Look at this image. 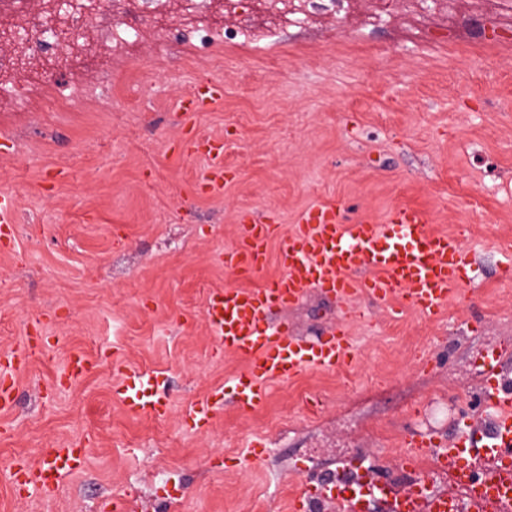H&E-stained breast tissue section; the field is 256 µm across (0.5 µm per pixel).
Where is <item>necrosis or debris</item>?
I'll list each match as a JSON object with an SVG mask.
<instances>
[{
  "instance_id": "1",
  "label": "necrosis or debris",
  "mask_w": 512,
  "mask_h": 512,
  "mask_svg": "<svg viewBox=\"0 0 512 512\" xmlns=\"http://www.w3.org/2000/svg\"><path fill=\"white\" fill-rule=\"evenodd\" d=\"M40 2L35 10L30 0H0V46H10L0 49V88L15 112L61 103L76 110L96 95L97 71L83 63L86 46L69 36L77 26L91 30L108 62L144 43L258 46L274 38L276 22L317 23L325 11L351 27L388 23L405 13L424 36L436 23L459 27L467 22L460 0H441L434 7L428 0H326L320 12L315 0H189L178 23L166 19L164 0H81L82 10L65 21L54 17L55 0ZM222 12L237 15V24L220 25Z\"/></svg>"
}]
</instances>
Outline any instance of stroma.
Listing matches in <instances>:
<instances>
[{
    "label": "stroma",
    "instance_id": "1",
    "mask_svg": "<svg viewBox=\"0 0 512 512\" xmlns=\"http://www.w3.org/2000/svg\"><path fill=\"white\" fill-rule=\"evenodd\" d=\"M209 62L178 45L139 48L83 111L0 114V193L17 205L0 233V352L41 328L51 347L18 376L17 405L0 413V512H289L303 470L339 460L381 464L396 490L413 432L454 438L479 420L478 359L502 352L512 375V29H448L422 40L408 17L349 31L336 22L280 26L253 47L219 46ZM221 104L186 117L201 82ZM220 140L231 170L221 194L203 188L210 159L186 137ZM351 220L414 209L434 230L477 250L480 285L433 317L360 297L344 320L335 299L308 292L288 310L312 338L347 330L345 371L306 372L268 386L265 406L216 405L211 424L183 422L192 402L231 391L244 359L219 349L204 317L209 291L256 288L280 272L277 244L257 273L224 264L248 214L280 231L309 207ZM76 351L94 372L57 389ZM161 372L162 418L128 416L112 396L115 356ZM82 439L84 468L56 493L17 497L11 466L46 461ZM263 443L261 461L250 457ZM164 468L176 498L149 477ZM223 96L224 87L222 85L210 82L199 84L188 97L181 101L179 110L190 117L205 105L222 100Z\"/></svg>",
    "mask_w": 512,
    "mask_h": 512
}]
</instances>
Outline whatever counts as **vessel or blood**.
<instances>
[{
  "instance_id": "1",
  "label": "vessel or blood",
  "mask_w": 512,
  "mask_h": 512,
  "mask_svg": "<svg viewBox=\"0 0 512 512\" xmlns=\"http://www.w3.org/2000/svg\"><path fill=\"white\" fill-rule=\"evenodd\" d=\"M223 96L222 85L200 84L181 101L180 110L191 116ZM428 222L427 216L405 209L385 221L365 216L349 222L335 206L317 205L301 215L291 232L278 236L265 216H247L225 260L227 268L236 274L256 273L274 241L281 272L262 287L229 285L205 299L204 316L213 335L225 351L247 362L246 371L233 380L234 406L243 412L259 410L267 400L269 381L292 379L311 370L333 371L351 359L354 346L346 331L334 329L307 340L287 323L270 322L274 311L293 306L308 289L334 294L349 318L357 315L349 302L360 292L381 303L401 301L430 317L452 296L472 291L474 252L457 237L430 231ZM33 348V343L26 342L0 353L1 410L12 407L11 375L23 369ZM480 367L486 422L450 440L444 448L431 435H409L402 454L410 463L432 460L438 471L464 489V497L409 490L395 497L393 512H512V381L504 377L501 353H485ZM159 387L158 372L124 368L113 393L127 414L160 418L169 412L170 401ZM223 397L219 390L190 404L183 414L185 423L209 426L214 404ZM50 456L43 465H16L12 473L16 495L33 489L57 491L65 476L83 468L86 449L64 444L52 449ZM382 489L373 479H343L330 486L307 483L292 508L306 512L312 498L323 497L335 502L337 512H365L367 498Z\"/></svg>"
}]
</instances>
